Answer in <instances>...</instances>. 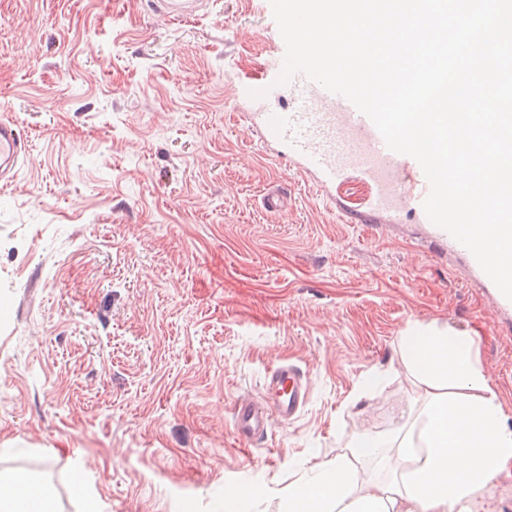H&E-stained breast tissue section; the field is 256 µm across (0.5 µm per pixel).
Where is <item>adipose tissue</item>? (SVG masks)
I'll use <instances>...</instances> for the list:
<instances>
[{"instance_id": "1", "label": "adipose tissue", "mask_w": 512, "mask_h": 512, "mask_svg": "<svg viewBox=\"0 0 512 512\" xmlns=\"http://www.w3.org/2000/svg\"><path fill=\"white\" fill-rule=\"evenodd\" d=\"M401 359L417 395L415 416L382 454L356 435L344 457L305 468L288 486V512H480L495 479L512 466V425L486 377L474 333L409 326ZM393 471L394 485L363 479L361 463ZM0 512H58L53 485L0 471Z\"/></svg>"}]
</instances>
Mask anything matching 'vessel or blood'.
I'll return each mask as SVG.
<instances>
[{"label":"vessel or blood","instance_id":"1","mask_svg":"<svg viewBox=\"0 0 512 512\" xmlns=\"http://www.w3.org/2000/svg\"><path fill=\"white\" fill-rule=\"evenodd\" d=\"M282 64V57H275L266 64L260 81L243 84L238 90L239 98L255 107L248 120L263 144L286 146L290 166L326 197L346 223L394 224L408 208L419 223L428 224L434 243L460 249L447 231L428 222L423 202L429 184L419 163L390 150L370 118L349 100L298 74L285 89L294 96V106L287 111L273 107V100L283 90L275 84ZM21 150L16 124L1 120L0 167L19 162ZM353 172L368 190L366 199L357 204L338 192ZM460 251L475 281L492 288V280L473 254ZM306 397L307 386L295 365H279L266 379L262 401L244 397L235 403L232 420L236 435L249 442L264 438L272 420L285 423L295 418Z\"/></svg>","mask_w":512,"mask_h":512}]
</instances>
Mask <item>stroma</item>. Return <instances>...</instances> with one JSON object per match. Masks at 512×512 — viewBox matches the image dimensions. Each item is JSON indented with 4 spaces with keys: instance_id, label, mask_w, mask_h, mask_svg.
Listing matches in <instances>:
<instances>
[{
    "instance_id": "35a3bbf8",
    "label": "stroma",
    "mask_w": 512,
    "mask_h": 512,
    "mask_svg": "<svg viewBox=\"0 0 512 512\" xmlns=\"http://www.w3.org/2000/svg\"><path fill=\"white\" fill-rule=\"evenodd\" d=\"M276 38L257 0H0L25 147L0 181V470L50 477L61 512L77 475L99 512H211L237 486L287 512L303 463L411 410L415 321L476 333L512 412V317L460 260L420 224L343 223L252 131L236 92ZM283 363L303 409L238 439L235 402Z\"/></svg>"
}]
</instances>
